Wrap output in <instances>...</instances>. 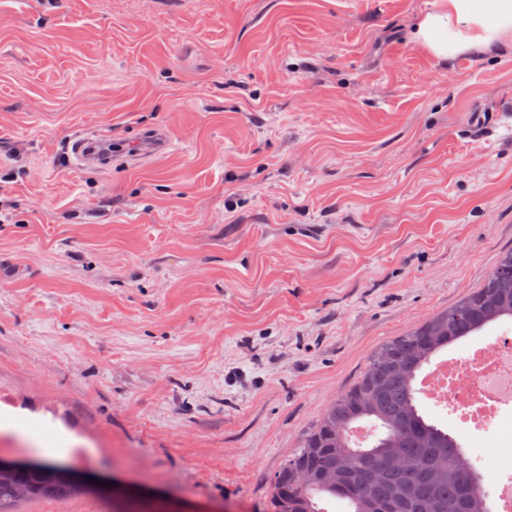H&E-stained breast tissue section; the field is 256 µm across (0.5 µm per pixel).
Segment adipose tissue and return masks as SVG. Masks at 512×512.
Masks as SVG:
<instances>
[{
	"mask_svg": "<svg viewBox=\"0 0 512 512\" xmlns=\"http://www.w3.org/2000/svg\"><path fill=\"white\" fill-rule=\"evenodd\" d=\"M512 33V0H441L412 37L436 57L448 58L475 45H493Z\"/></svg>",
	"mask_w": 512,
	"mask_h": 512,
	"instance_id": "adipose-tissue-1",
	"label": "adipose tissue"
}]
</instances>
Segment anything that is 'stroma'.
<instances>
[{
  "instance_id": "stroma-1",
  "label": "stroma",
  "mask_w": 512,
  "mask_h": 512,
  "mask_svg": "<svg viewBox=\"0 0 512 512\" xmlns=\"http://www.w3.org/2000/svg\"><path fill=\"white\" fill-rule=\"evenodd\" d=\"M435 7L0 0V436L268 512L370 353L512 248V35L437 58L410 36ZM78 132L135 151L64 164ZM418 403L492 491L495 432Z\"/></svg>"
}]
</instances>
